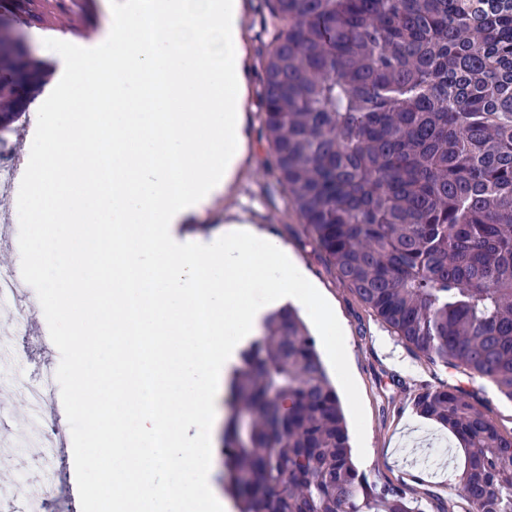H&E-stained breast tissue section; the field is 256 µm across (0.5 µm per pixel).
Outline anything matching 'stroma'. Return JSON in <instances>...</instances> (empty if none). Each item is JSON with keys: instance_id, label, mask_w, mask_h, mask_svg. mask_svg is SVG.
<instances>
[{"instance_id": "1", "label": "stroma", "mask_w": 512, "mask_h": 512, "mask_svg": "<svg viewBox=\"0 0 512 512\" xmlns=\"http://www.w3.org/2000/svg\"><path fill=\"white\" fill-rule=\"evenodd\" d=\"M0 0V11L12 9L16 29L33 51H50L53 77L31 101L34 131L42 135L59 111L71 79L70 62L81 55L97 67L110 61L112 0ZM247 60L252 71L246 112L250 144L246 170L238 184L237 199L229 204L215 197L202 224L187 225V232L208 236L223 225L231 206L259 229L280 238L299 256L310 275L325 289L348 334L345 364L354 379L352 397L360 421H348L352 447H364L361 470L372 480L407 488L423 512H470L469 502L444 477L446 467L462 468L464 455L455 437L440 424L425 419L414 408V397L429 386H461L489 403L490 415L502 431L512 433V402L499 397L491 383L466 373L433 365L422 354L404 346L351 288L341 281L321 250L302 228V219L274 179L266 174L269 146L260 114L262 61L267 52L264 35L265 0H244ZM96 30L94 41H83L80 29ZM420 433V449H446L444 465L426 466L409 449L408 437Z\"/></svg>"}]
</instances>
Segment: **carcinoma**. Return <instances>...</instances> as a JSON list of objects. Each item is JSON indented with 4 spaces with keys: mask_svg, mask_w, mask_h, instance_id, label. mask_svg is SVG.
<instances>
[{
    "mask_svg": "<svg viewBox=\"0 0 512 512\" xmlns=\"http://www.w3.org/2000/svg\"><path fill=\"white\" fill-rule=\"evenodd\" d=\"M283 22L261 93L267 171L339 278L431 363L512 401V0H265ZM0 66V100L41 90ZM237 512H422L352 460L341 399L296 309L241 352L224 400ZM416 411L465 450L477 512H512V433L464 388Z\"/></svg>",
    "mask_w": 512,
    "mask_h": 512,
    "instance_id": "1",
    "label": "carcinoma"
}]
</instances>
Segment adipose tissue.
Instances as JSON below:
<instances>
[{"label":"adipose tissue","instance_id":"adipose-tissue-1","mask_svg":"<svg viewBox=\"0 0 512 512\" xmlns=\"http://www.w3.org/2000/svg\"><path fill=\"white\" fill-rule=\"evenodd\" d=\"M114 14L112 56L96 94L87 90V59L72 60L67 97L44 143V189L33 200L36 211L52 216L51 223L33 225L35 242L54 247L68 269L40 306L67 317L96 298L95 318L111 325L114 340L109 358L96 368L82 334H68L71 388L85 391L96 368L112 397L105 409L108 433H90L71 449L72 476L83 479L91 464L109 474L104 494L85 497V512L108 505L114 512H165L167 498L147 481L157 467L149 446L156 422L137 408L144 362L163 407L199 423L189 443L171 426L165 470L176 484L198 474V488L185 500L191 512H222L224 501L210 482L218 405L243 346L263 332L270 309L287 301L317 324L331 356L341 357L346 340L287 245L249 221L226 220L202 244L179 240L180 225L199 220L213 197L232 195L243 168L248 69L242 0H117ZM147 15L157 35L145 46L138 29ZM101 112L112 127L108 195L95 190L89 161L67 167L53 158L60 144L90 148ZM76 189L84 193L78 212L86 220L78 234L61 209ZM105 209L114 224L109 234L93 222ZM146 213L153 217L148 228L141 224ZM201 286L211 309L202 339L190 332V300ZM145 293L152 303L128 331L129 307ZM202 346L208 357L199 361Z\"/></svg>","mask_w":512,"mask_h":512}]
</instances>
